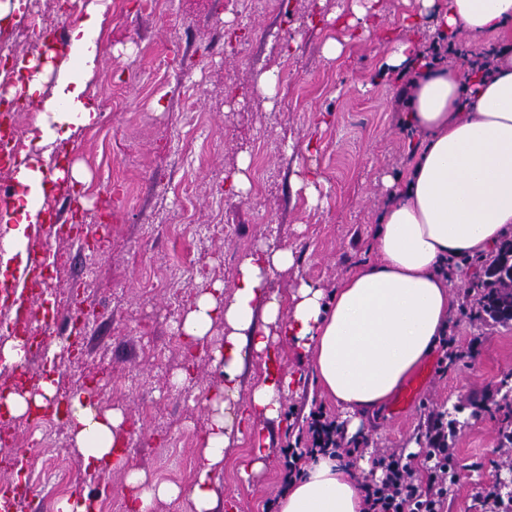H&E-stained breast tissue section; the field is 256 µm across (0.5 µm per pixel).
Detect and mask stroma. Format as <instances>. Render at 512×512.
I'll use <instances>...</instances> for the list:
<instances>
[{
  "label": "stroma",
  "mask_w": 512,
  "mask_h": 512,
  "mask_svg": "<svg viewBox=\"0 0 512 512\" xmlns=\"http://www.w3.org/2000/svg\"><path fill=\"white\" fill-rule=\"evenodd\" d=\"M352 0H160L155 10L117 0L108 11L92 86L97 117L69 140L40 146L29 127L27 156L45 170L66 171L63 194L84 205V235H97L100 251L72 239L36 237L62 268L43 293L57 312L76 307L96 313L81 335L76 363L61 360V392L98 382L100 407L122 409L128 422L131 464L153 478L194 464L207 420L206 398L224 382L212 348H189L175 329L201 281L232 289L241 258L272 241L292 248L295 263L270 287L289 295L300 281L333 293L343 278L378 259L373 246L391 186L401 185L417 138L403 127L402 87L387 64L391 39L420 47L434 40L421 17L404 27L415 0H374L363 21L349 25ZM41 13L48 25L73 27L64 0H25L21 15L0 38L32 53L42 41L30 24ZM343 46L338 58L327 40ZM277 70L276 92L257 87ZM247 169H240V160ZM79 169L83 177L70 176ZM247 194L231 186L237 172ZM314 172L317 199L308 202L295 179ZM111 198V220L101 202ZM491 256L455 261L453 307L447 333L454 357L432 354L419 372L428 376L416 402L397 415L392 405L362 417L352 441L362 448L357 476L377 455L407 451L424 435L430 414L453 419L448 429L456 479L447 512H481L479 495L512 490V319L485 312L483 281ZM189 367L190 380L171 379ZM283 373L298 377L282 399L280 422H264L266 468L250 481L241 466L252 449L243 434L227 449L216 486L237 512H277L284 449L306 431L309 411L345 413L316 382L309 356L286 350Z\"/></svg>",
  "instance_id": "obj_1"
}]
</instances>
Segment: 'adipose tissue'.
Masks as SVG:
<instances>
[{
	"label": "adipose tissue",
	"instance_id": "obj_1",
	"mask_svg": "<svg viewBox=\"0 0 512 512\" xmlns=\"http://www.w3.org/2000/svg\"><path fill=\"white\" fill-rule=\"evenodd\" d=\"M110 0H89L69 33L79 63L62 62L51 99H44L43 73L19 64L27 98L43 100L52 124L45 143L68 140L74 128L96 118L88 86L97 66L96 42ZM432 14L435 31L483 39L512 33V0H419ZM421 51L409 41L394 43L389 65L420 69L404 116L422 139L374 236L379 260L354 269L333 295L300 283L290 298L268 288L271 277L290 268L294 252L263 245L247 254L235 272L232 293L221 284L197 289L183 313L185 339L203 346L222 324L213 366L224 383L211 396L212 413L200 436L196 478L189 487L148 478L129 467L128 428L122 411L91 404V394H68L72 451L87 473L126 472L128 512H150L156 503H188L189 512H219L215 486L224 456L241 432L227 412V397L239 394L245 357L262 360L248 396V413L279 420L282 396L293 386L283 375L279 346L287 342L312 354L317 381L349 414L384 406L406 379L436 350L452 309V285L440 273L449 260L483 255L512 234V50L502 49L487 75H461L446 67L420 68ZM53 186L41 167L22 163L14 206L7 216L18 250H25L30 225L45 216L33 206ZM279 512H364L359 483L344 463L318 454L278 501Z\"/></svg>",
	"mask_w": 512,
	"mask_h": 512
}]
</instances>
